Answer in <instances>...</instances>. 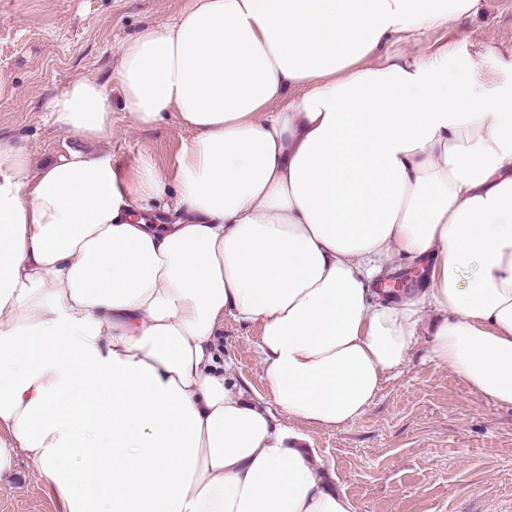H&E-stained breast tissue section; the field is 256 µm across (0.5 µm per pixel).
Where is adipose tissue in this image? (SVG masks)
I'll use <instances>...</instances> for the list:
<instances>
[{"label":"adipose tissue","mask_w":512,"mask_h":512,"mask_svg":"<svg viewBox=\"0 0 512 512\" xmlns=\"http://www.w3.org/2000/svg\"><path fill=\"white\" fill-rule=\"evenodd\" d=\"M476 2L192 0L115 71L134 125L189 131L174 172L0 141V474L31 460L61 512H355L300 426L361 416L430 316L429 357L512 405V87L474 80L502 50L385 49ZM50 118L112 137L93 78ZM393 260L425 287L377 292ZM258 335L257 326L237 322L228 314L224 317V328L218 337L219 346L224 360L232 363V372L242 382L248 395L272 401L255 352Z\"/></svg>","instance_id":"adipose-tissue-1"}]
</instances>
